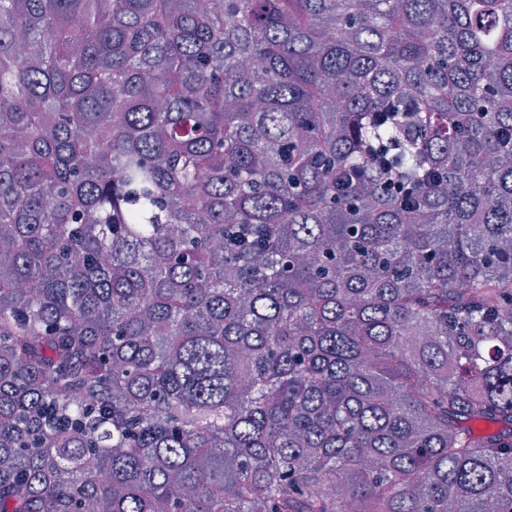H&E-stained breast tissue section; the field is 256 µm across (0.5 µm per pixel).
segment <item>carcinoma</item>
<instances>
[{"mask_svg":"<svg viewBox=\"0 0 512 512\" xmlns=\"http://www.w3.org/2000/svg\"><path fill=\"white\" fill-rule=\"evenodd\" d=\"M506 129L512 0H0V512H512Z\"/></svg>","mask_w":512,"mask_h":512,"instance_id":"carcinoma-1","label":"carcinoma"}]
</instances>
